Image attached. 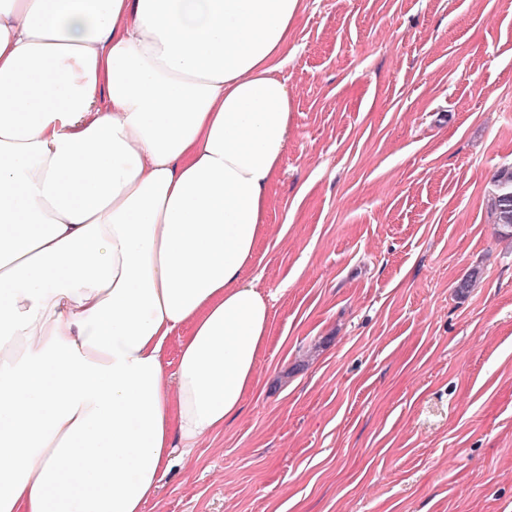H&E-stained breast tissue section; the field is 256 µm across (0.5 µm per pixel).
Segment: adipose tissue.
<instances>
[{"label": "adipose tissue", "mask_w": 512, "mask_h": 512, "mask_svg": "<svg viewBox=\"0 0 512 512\" xmlns=\"http://www.w3.org/2000/svg\"><path fill=\"white\" fill-rule=\"evenodd\" d=\"M304 2L0 0V512H144L241 411Z\"/></svg>", "instance_id": "adipose-tissue-1"}]
</instances>
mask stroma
<instances>
[{
    "label": "stroma",
    "mask_w": 512,
    "mask_h": 512,
    "mask_svg": "<svg viewBox=\"0 0 512 512\" xmlns=\"http://www.w3.org/2000/svg\"><path fill=\"white\" fill-rule=\"evenodd\" d=\"M305 4L265 360L145 512H512V0ZM491 210L497 224L512 228V167L500 170L493 180Z\"/></svg>",
    "instance_id": "35a3bbf8"
}]
</instances>
